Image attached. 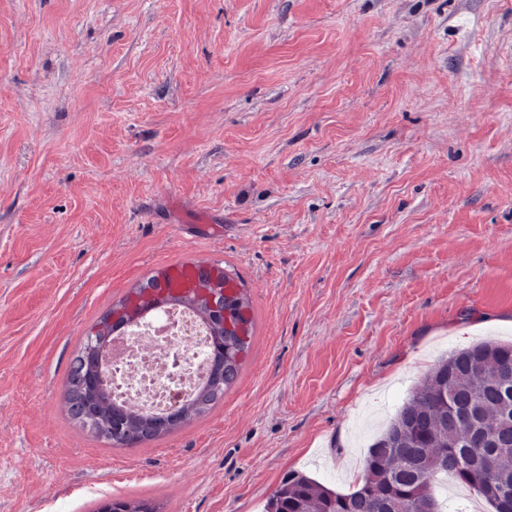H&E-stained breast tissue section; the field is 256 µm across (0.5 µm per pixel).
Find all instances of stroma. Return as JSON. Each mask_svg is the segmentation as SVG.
<instances>
[{
    "mask_svg": "<svg viewBox=\"0 0 512 512\" xmlns=\"http://www.w3.org/2000/svg\"><path fill=\"white\" fill-rule=\"evenodd\" d=\"M253 333L206 414L73 421L90 328L180 262ZM512 341V0H0V512L340 493L450 353Z\"/></svg>",
    "mask_w": 512,
    "mask_h": 512,
    "instance_id": "1",
    "label": "stroma"
}]
</instances>
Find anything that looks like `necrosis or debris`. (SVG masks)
<instances>
[{
	"label": "necrosis or debris",
	"instance_id": "4bbe7bcc",
	"mask_svg": "<svg viewBox=\"0 0 512 512\" xmlns=\"http://www.w3.org/2000/svg\"><path fill=\"white\" fill-rule=\"evenodd\" d=\"M207 330L194 313L170 309L130 330L112 346V397L152 412H168L193 394L208 359Z\"/></svg>",
	"mask_w": 512,
	"mask_h": 512
}]
</instances>
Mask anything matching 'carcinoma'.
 <instances>
[{
	"label": "carcinoma",
	"mask_w": 512,
	"mask_h": 512,
	"mask_svg": "<svg viewBox=\"0 0 512 512\" xmlns=\"http://www.w3.org/2000/svg\"><path fill=\"white\" fill-rule=\"evenodd\" d=\"M250 336H226L211 344V355L224 362V383L202 385L192 397L185 417L139 414L109 403L84 409V352L69 373L66 404L70 417L114 447L143 444L207 413L224 399L237 379ZM512 407V344L480 342L438 361L413 389L366 458V477L349 492L338 493L305 475H290L269 497L265 512H440L433 480L452 477L486 500L495 493L512 495V449L502 451L495 441L512 442V419L502 417ZM474 407V418L452 419L448 409ZM454 451L461 463L443 466ZM96 512H156L147 500L112 499Z\"/></svg>",
	"instance_id": "obj_1"
}]
</instances>
